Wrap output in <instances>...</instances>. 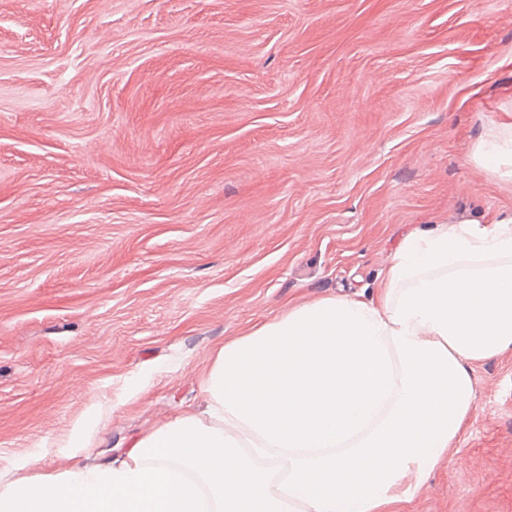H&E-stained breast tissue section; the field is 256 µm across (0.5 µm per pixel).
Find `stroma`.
Returning a JSON list of instances; mask_svg holds the SVG:
<instances>
[{
  "label": "stroma",
  "mask_w": 512,
  "mask_h": 512,
  "mask_svg": "<svg viewBox=\"0 0 512 512\" xmlns=\"http://www.w3.org/2000/svg\"><path fill=\"white\" fill-rule=\"evenodd\" d=\"M509 101L512 0H0V479L90 424L122 457L224 342L512 217L470 159ZM473 380L402 512H512V354Z\"/></svg>",
  "instance_id": "1"
}]
</instances>
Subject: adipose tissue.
<instances>
[{
    "label": "adipose tissue",
    "mask_w": 512,
    "mask_h": 512,
    "mask_svg": "<svg viewBox=\"0 0 512 512\" xmlns=\"http://www.w3.org/2000/svg\"><path fill=\"white\" fill-rule=\"evenodd\" d=\"M471 158L512 181V114ZM512 352V219L407 234L376 297H324L225 342L203 415L124 457L0 481V512H397L464 434L475 363Z\"/></svg>",
    "instance_id": "adipose-tissue-1"
}]
</instances>
